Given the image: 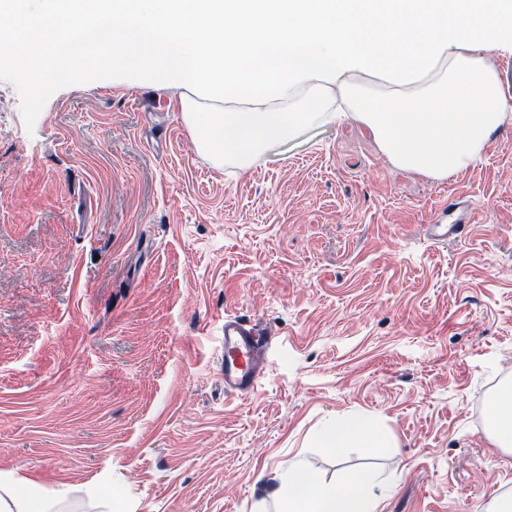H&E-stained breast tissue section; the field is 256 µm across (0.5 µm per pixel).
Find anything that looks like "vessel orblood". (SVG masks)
<instances>
[{
	"label": "vessel or blood",
	"instance_id": "obj_1",
	"mask_svg": "<svg viewBox=\"0 0 512 512\" xmlns=\"http://www.w3.org/2000/svg\"><path fill=\"white\" fill-rule=\"evenodd\" d=\"M473 221V209L461 201L449 208L447 217L436 218L429 224L427 234L435 242H445L454 239ZM223 329L224 391L236 396L254 393L266 373L273 337L257 323L233 314L225 315Z\"/></svg>",
	"mask_w": 512,
	"mask_h": 512
}]
</instances>
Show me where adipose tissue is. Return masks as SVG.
<instances>
[{
	"mask_svg": "<svg viewBox=\"0 0 512 512\" xmlns=\"http://www.w3.org/2000/svg\"><path fill=\"white\" fill-rule=\"evenodd\" d=\"M0 14L93 30L116 85L178 92L182 119L215 166L248 170L303 130L354 115L402 168L444 176L480 158L503 123L493 53H512V0H0ZM55 46L16 55L45 79L79 64ZM361 75L369 85L356 84ZM323 448H384L367 418L328 419ZM278 476L254 512H382L369 471L344 488ZM65 490L0 472V512H61Z\"/></svg>",
	"mask_w": 512,
	"mask_h": 512,
	"instance_id": "adipose-tissue-1",
	"label": "adipose tissue"
}]
</instances>
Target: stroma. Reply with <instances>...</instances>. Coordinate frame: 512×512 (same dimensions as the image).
<instances>
[{
    "label": "stroma",
    "instance_id": "35a3bbf8",
    "mask_svg": "<svg viewBox=\"0 0 512 512\" xmlns=\"http://www.w3.org/2000/svg\"><path fill=\"white\" fill-rule=\"evenodd\" d=\"M19 46L0 34V471L66 490L65 512H252L298 461L339 487L379 472L383 512L512 495L484 415L512 381V55L492 58L498 135L437 178L356 120L218 169L174 91L97 65L37 80ZM459 196L474 223L429 240ZM228 314L275 342L244 397L224 393ZM357 412L390 447L313 443Z\"/></svg>",
    "mask_w": 512,
    "mask_h": 512
}]
</instances>
